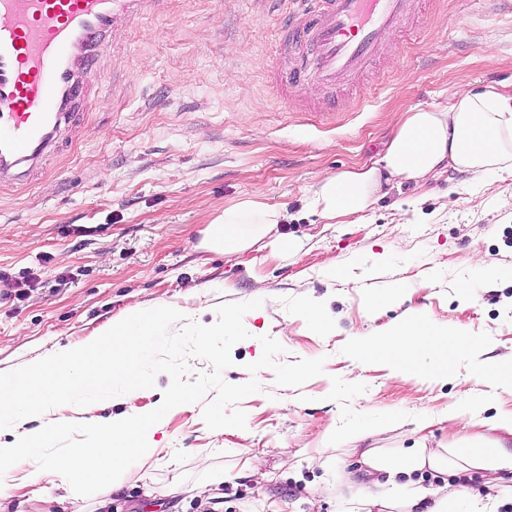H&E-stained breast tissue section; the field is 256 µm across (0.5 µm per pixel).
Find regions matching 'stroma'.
I'll list each match as a JSON object with an SVG mask.
<instances>
[{"label": "stroma", "instance_id": "stroma-1", "mask_svg": "<svg viewBox=\"0 0 512 512\" xmlns=\"http://www.w3.org/2000/svg\"><path fill=\"white\" fill-rule=\"evenodd\" d=\"M281 21L264 0H166L85 74L99 102L63 131L39 173L0 186V374L92 337L136 303L186 304L210 325L221 303L263 300L222 373L261 386L241 403L246 428L208 429L199 402L173 408L154 455L127 456L119 482L76 512H96L104 498L112 512H342L338 473L351 472L360 492L378 488L365 452L493 439L488 427L441 420L488 393L487 417L512 411V389L492 383L512 371V281L475 267H512V179L477 185L450 168L388 189L350 224L304 208L317 174L373 164L406 112L446 108L466 85L512 92V0H422L410 31L331 104L309 90L293 107L270 84ZM245 198L287 209L280 231L303 248L231 262L199 249L208 225ZM27 280L24 299L7 297ZM309 302L325 329L305 315ZM418 312L463 333L443 348V369L418 376L379 354L353 367L355 338ZM265 334L283 346L281 362L321 357L323 374L298 388L276 385L268 368L250 375ZM82 404L75 397L27 422L37 431L72 420L30 449L33 460L89 446ZM386 418L391 430L362 437ZM224 472L232 481L211 484ZM206 482L210 493L195 496Z\"/></svg>", "mask_w": 512, "mask_h": 512}]
</instances>
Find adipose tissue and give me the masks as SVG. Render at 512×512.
Returning a JSON list of instances; mask_svg holds the SVG:
<instances>
[{
  "instance_id": "ef3b65f1",
  "label": "adipose tissue",
  "mask_w": 512,
  "mask_h": 512,
  "mask_svg": "<svg viewBox=\"0 0 512 512\" xmlns=\"http://www.w3.org/2000/svg\"><path fill=\"white\" fill-rule=\"evenodd\" d=\"M448 168L469 174L477 183L492 176L512 178V94L494 84L462 87L453 92L447 108L407 112L379 163L320 175L307 205L328 220L362 214L371 208L384 183L425 184ZM285 220L280 209L247 198L209 224L200 246L230 260L250 250H266L274 256L300 250V243H286L280 234ZM190 315V308L169 302L149 309L135 304L108 329L80 344L57 348L50 360L29 363L15 375L0 374V423L13 428L12 444L0 448V499L10 496L20 480L27 485L50 484L73 502L100 472L120 475L126 455L153 454L154 433L161 430L170 408L185 404L186 399L177 390L151 410L137 406L132 382L140 376L138 356L151 337L184 326ZM456 337L453 329L439 328L420 315L372 339L355 340L353 364L359 367L367 357L385 354L398 370L412 367L425 373L438 367L441 348ZM40 377L46 378L47 385L36 395L28 384ZM77 394L87 399L81 423L93 446L32 465L29 449L47 445L50 434L24 430V423L42 416L58 399ZM112 397L124 405V412L108 420L97 416L98 401ZM364 463L385 475L392 486L390 496L383 500L353 497L345 512H368L375 506L384 510L393 502L414 512L426 499L432 502L429 512H497L512 496V454L488 444L451 448L435 456L422 448L378 453L365 456ZM426 468L485 475L486 492L465 500L455 487L423 486L414 475Z\"/></svg>"
}]
</instances>
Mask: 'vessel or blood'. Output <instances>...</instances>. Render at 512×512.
<instances>
[{"mask_svg": "<svg viewBox=\"0 0 512 512\" xmlns=\"http://www.w3.org/2000/svg\"><path fill=\"white\" fill-rule=\"evenodd\" d=\"M163 0H0V175L22 178L96 92L82 70ZM288 61L269 67L284 100L336 97L402 32L416 0H283Z\"/></svg>", "mask_w": 512, "mask_h": 512, "instance_id": "vessel-or-blood-1", "label": "vessel or blood"}]
</instances>
